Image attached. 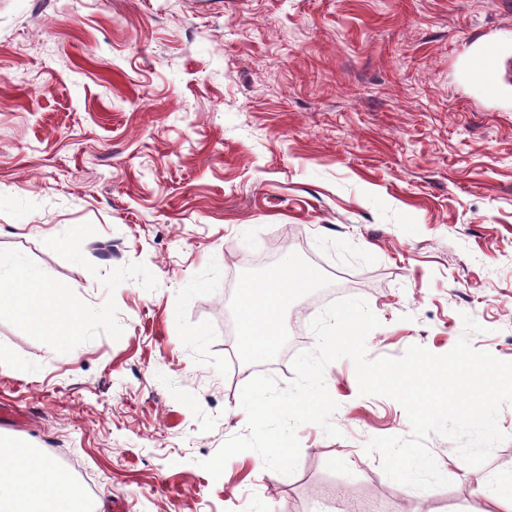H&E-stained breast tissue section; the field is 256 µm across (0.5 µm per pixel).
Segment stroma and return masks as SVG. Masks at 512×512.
Instances as JSON below:
<instances>
[{
  "mask_svg": "<svg viewBox=\"0 0 512 512\" xmlns=\"http://www.w3.org/2000/svg\"><path fill=\"white\" fill-rule=\"evenodd\" d=\"M499 79L477 67L487 46ZM315 268L261 360L239 345V288L286 256ZM66 289L61 339L0 310V445L92 479L106 512H488L512 490V403L479 466L426 446L447 487L391 480L375 437L411 434L325 383L340 434L297 430L284 475L243 434L240 394L279 387L311 321L360 297L370 357L413 345L512 361V0H0V263ZM479 490L494 505V509L488 512H512V492L501 494L492 487V482L487 478H480L477 481Z\"/></svg>",
  "mask_w": 512,
  "mask_h": 512,
  "instance_id": "35a3bbf8",
  "label": "stroma"
}]
</instances>
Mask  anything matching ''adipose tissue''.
<instances>
[{
    "label": "adipose tissue",
    "instance_id": "1",
    "mask_svg": "<svg viewBox=\"0 0 512 512\" xmlns=\"http://www.w3.org/2000/svg\"><path fill=\"white\" fill-rule=\"evenodd\" d=\"M10 286L0 290V307L10 308L17 322L38 334L69 336L84 324L62 288H51L27 267L9 272ZM318 277L315 269L288 262L276 271L270 285L243 284L240 289L242 345L254 358H264L281 342L280 321L298 289ZM0 464V512H101L90 503L82 486L46 455L24 445L5 448Z\"/></svg>",
    "mask_w": 512,
    "mask_h": 512
}]
</instances>
